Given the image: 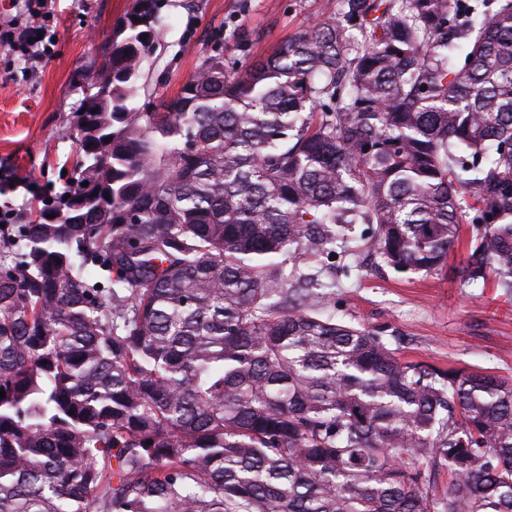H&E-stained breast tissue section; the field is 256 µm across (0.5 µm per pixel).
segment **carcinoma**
Wrapping results in <instances>:
<instances>
[{"instance_id":"1","label":"carcinoma","mask_w":512,"mask_h":512,"mask_svg":"<svg viewBox=\"0 0 512 512\" xmlns=\"http://www.w3.org/2000/svg\"><path fill=\"white\" fill-rule=\"evenodd\" d=\"M163 7L114 23L72 179L0 237V512H512L511 381L282 305L288 258L429 274L465 224L461 280L512 293V0H335L142 112Z\"/></svg>"}]
</instances>
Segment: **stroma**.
Instances as JSON below:
<instances>
[{
    "mask_svg": "<svg viewBox=\"0 0 512 512\" xmlns=\"http://www.w3.org/2000/svg\"><path fill=\"white\" fill-rule=\"evenodd\" d=\"M133 0H55L42 63L0 58V210L22 213L35 196L61 192L63 162L75 151L77 75L99 55L117 16ZM331 0H168L161 49L144 64L154 104L176 97L203 55L218 46L232 59L263 58L302 27L327 16ZM459 241L438 272L399 273L378 255L340 245L331 259L287 261L289 281L314 278L337 319L379 331L401 358L439 368H478L512 380V293L467 285Z\"/></svg>",
    "mask_w": 512,
    "mask_h": 512,
    "instance_id": "obj_1",
    "label": "stroma"
}]
</instances>
